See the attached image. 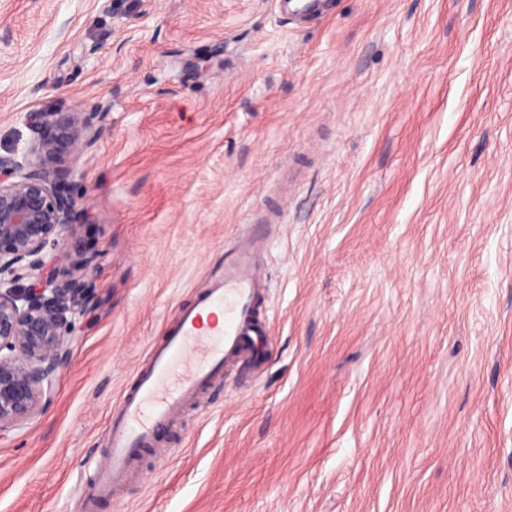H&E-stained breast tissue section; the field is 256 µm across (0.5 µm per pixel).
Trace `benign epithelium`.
I'll return each mask as SVG.
<instances>
[{
    "mask_svg": "<svg viewBox=\"0 0 512 512\" xmlns=\"http://www.w3.org/2000/svg\"><path fill=\"white\" fill-rule=\"evenodd\" d=\"M33 140L0 157V433L42 412L70 353L73 320L95 300L91 257L77 246V199L64 182L72 156L99 136L79 106L23 115Z\"/></svg>",
    "mask_w": 512,
    "mask_h": 512,
    "instance_id": "benign-epithelium-1",
    "label": "benign epithelium"
}]
</instances>
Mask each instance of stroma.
<instances>
[{
  "label": "stroma",
  "mask_w": 512,
  "mask_h": 512,
  "mask_svg": "<svg viewBox=\"0 0 512 512\" xmlns=\"http://www.w3.org/2000/svg\"><path fill=\"white\" fill-rule=\"evenodd\" d=\"M80 104L95 257L45 411L0 437V512H78L134 367L247 213L274 339L99 512H512V0H0V155ZM294 2V4L289 5ZM274 6L287 20L305 23L332 14L330 0H274Z\"/></svg>",
  "instance_id": "1"
}]
</instances>
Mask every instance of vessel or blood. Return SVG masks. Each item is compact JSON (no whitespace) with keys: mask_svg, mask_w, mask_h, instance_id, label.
<instances>
[{"mask_svg":"<svg viewBox=\"0 0 512 512\" xmlns=\"http://www.w3.org/2000/svg\"><path fill=\"white\" fill-rule=\"evenodd\" d=\"M285 18L305 23L332 13L330 0H274ZM263 233L241 235L209 270L195 301L180 308L134 371V382L112 411L108 451L90 474L79 512H96L103 499H118L142 449L178 422L186 405L232 366L257 364L270 336L262 315L270 285L263 262Z\"/></svg>","mask_w":512,"mask_h":512,"instance_id":"1","label":"vessel or blood"}]
</instances>
